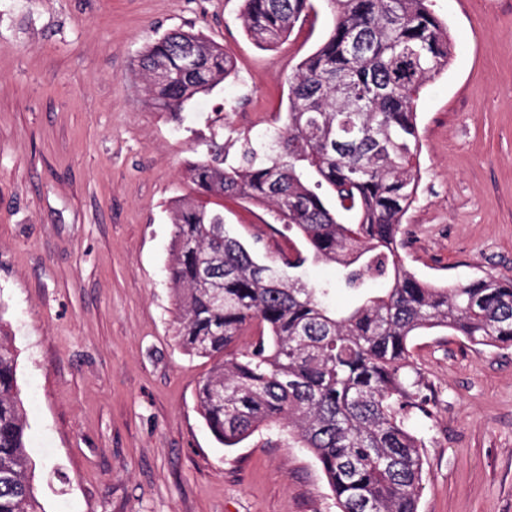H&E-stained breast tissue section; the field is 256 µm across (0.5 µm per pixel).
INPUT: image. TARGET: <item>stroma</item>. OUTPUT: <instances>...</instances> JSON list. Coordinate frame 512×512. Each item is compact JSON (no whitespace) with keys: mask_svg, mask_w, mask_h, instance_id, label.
Masks as SVG:
<instances>
[{"mask_svg":"<svg viewBox=\"0 0 512 512\" xmlns=\"http://www.w3.org/2000/svg\"><path fill=\"white\" fill-rule=\"evenodd\" d=\"M274 49L243 0H0V329L17 351L45 512H338L306 449L220 444L196 406L211 362L176 336L168 209L189 163L234 162L285 117L288 79L333 25L326 0ZM454 44L419 93L404 264L451 285L512 279V0H432ZM200 33L235 71L180 116L150 109L138 60ZM258 257L286 246L266 208L223 201ZM430 415L417 512H512V348L431 330L409 342Z\"/></svg>","mask_w":512,"mask_h":512,"instance_id":"obj_1","label":"stroma"}]
</instances>
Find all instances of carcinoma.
<instances>
[{"label": "carcinoma", "mask_w": 512, "mask_h": 512, "mask_svg": "<svg viewBox=\"0 0 512 512\" xmlns=\"http://www.w3.org/2000/svg\"><path fill=\"white\" fill-rule=\"evenodd\" d=\"M336 22L289 78L288 112L257 157L204 156L188 169L195 196L170 208L169 281L183 349L213 360L196 400L226 447L282 428L321 464L340 512H417L425 412L409 340L442 329L473 346L512 347V279L440 286L400 260L417 197L416 96L448 68L453 45L430 0H328ZM312 0H244L248 36L272 48ZM149 107L174 116L228 78L215 42L173 31L139 59ZM268 207L298 243L259 261L211 198ZM352 214L355 223L342 222ZM309 262L336 266L310 281ZM356 299L344 314L330 303ZM16 353L0 329V512H45L32 484Z\"/></svg>", "instance_id": "obj_1"}]
</instances>
